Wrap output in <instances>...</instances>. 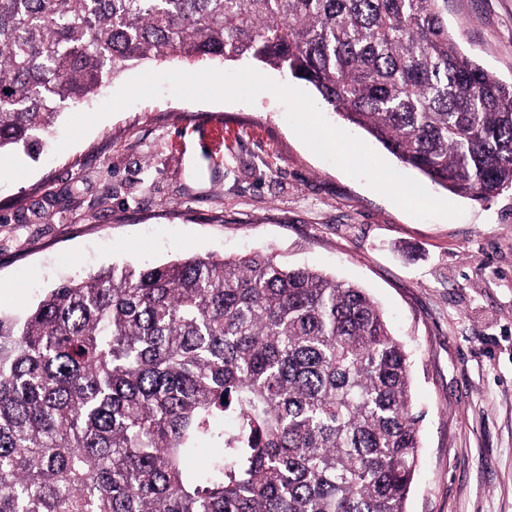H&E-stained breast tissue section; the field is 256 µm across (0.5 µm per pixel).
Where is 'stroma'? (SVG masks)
<instances>
[{
  "label": "stroma",
  "mask_w": 512,
  "mask_h": 512,
  "mask_svg": "<svg viewBox=\"0 0 512 512\" xmlns=\"http://www.w3.org/2000/svg\"><path fill=\"white\" fill-rule=\"evenodd\" d=\"M461 50L512 80V0H448ZM126 68L77 111L146 72ZM39 158L0 156V308L22 313L57 282L113 264L271 252L364 288L412 360L419 423L407 512H512V192L439 187L458 218H415L313 154L272 93L254 102L139 101Z\"/></svg>",
  "instance_id": "obj_1"
}]
</instances>
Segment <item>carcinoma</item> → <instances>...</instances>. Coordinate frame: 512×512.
I'll use <instances>...</instances> for the list:
<instances>
[{"mask_svg":"<svg viewBox=\"0 0 512 512\" xmlns=\"http://www.w3.org/2000/svg\"><path fill=\"white\" fill-rule=\"evenodd\" d=\"M174 57L273 66L430 182L512 190V81L448 0H0V153ZM411 386L356 285L272 254L113 264L0 310V512H406Z\"/></svg>","mask_w":512,"mask_h":512,"instance_id":"1","label":"carcinoma"}]
</instances>
